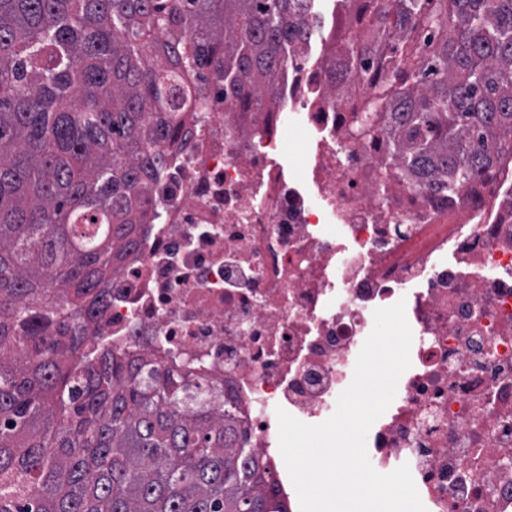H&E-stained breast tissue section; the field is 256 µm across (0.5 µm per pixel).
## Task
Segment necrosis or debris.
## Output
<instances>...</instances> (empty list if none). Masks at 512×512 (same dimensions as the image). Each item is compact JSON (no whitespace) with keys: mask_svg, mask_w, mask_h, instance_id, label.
Masks as SVG:
<instances>
[{"mask_svg":"<svg viewBox=\"0 0 512 512\" xmlns=\"http://www.w3.org/2000/svg\"><path fill=\"white\" fill-rule=\"evenodd\" d=\"M335 83L305 53L273 105L213 91L186 115L163 221L142 225L99 321L114 353L199 378L187 408L223 398L299 512L276 411L328 419L374 310L404 301L411 366L367 434L372 466L408 465L426 512H512V183L450 199L387 173L385 142L330 110Z\"/></svg>","mask_w":512,"mask_h":512,"instance_id":"necrosis-or-debris-1","label":"necrosis or debris"}]
</instances>
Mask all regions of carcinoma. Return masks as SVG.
<instances>
[{"label":"carcinoma","instance_id":"1","mask_svg":"<svg viewBox=\"0 0 512 512\" xmlns=\"http://www.w3.org/2000/svg\"><path fill=\"white\" fill-rule=\"evenodd\" d=\"M314 0H0V512H288L224 406L112 353L105 285L209 84L272 86ZM352 135L453 195L512 156V0H354Z\"/></svg>","mask_w":512,"mask_h":512}]
</instances>
